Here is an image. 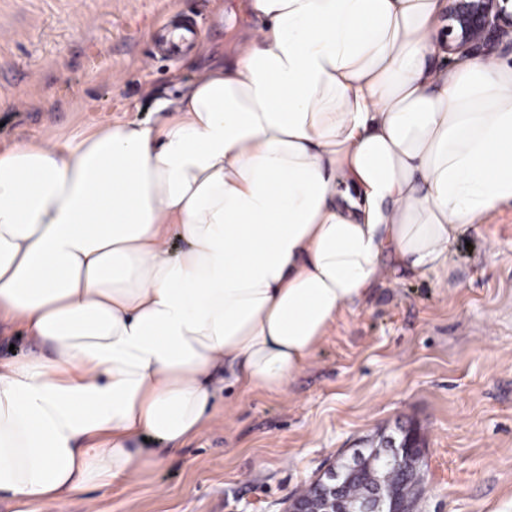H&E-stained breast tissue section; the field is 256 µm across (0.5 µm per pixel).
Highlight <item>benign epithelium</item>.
<instances>
[{"label":"benign epithelium","instance_id":"7a95c632","mask_svg":"<svg viewBox=\"0 0 512 512\" xmlns=\"http://www.w3.org/2000/svg\"><path fill=\"white\" fill-rule=\"evenodd\" d=\"M512 0H448V53L465 51L484 56L499 44L503 24L512 23ZM425 444L412 427H400L382 434L377 443L354 448L321 477L319 498L313 502L294 498L288 512H416L418 500L409 499L390 484L395 471L412 473L423 480L421 464ZM372 469L374 483L359 501L344 496L348 479L363 467Z\"/></svg>","mask_w":512,"mask_h":512}]
</instances>
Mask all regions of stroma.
Returning <instances> with one entry per match:
<instances>
[{"mask_svg": "<svg viewBox=\"0 0 512 512\" xmlns=\"http://www.w3.org/2000/svg\"><path fill=\"white\" fill-rule=\"evenodd\" d=\"M223 0H0V151L151 121L246 24ZM195 25L208 51L158 52ZM427 448L421 512H512V207L462 235L444 267L373 288L328 331L286 394L235 392L181 449L126 486L29 512H288L380 431Z\"/></svg>", "mask_w": 512, "mask_h": 512, "instance_id": "stroma-1", "label": "stroma"}]
</instances>
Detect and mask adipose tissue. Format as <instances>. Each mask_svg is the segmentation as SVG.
<instances>
[{
  "mask_svg": "<svg viewBox=\"0 0 512 512\" xmlns=\"http://www.w3.org/2000/svg\"><path fill=\"white\" fill-rule=\"evenodd\" d=\"M446 0H248L174 113L0 152V495L135 478L226 389L284 393L329 328L512 206V63L444 64ZM181 249H174L173 240ZM10 344L15 345L14 352L9 351ZM30 349V343L26 336L20 333L19 329L6 323L0 322V362L18 359L25 355Z\"/></svg>",
  "mask_w": 512,
  "mask_h": 512,
  "instance_id": "1",
  "label": "adipose tissue"
}]
</instances>
